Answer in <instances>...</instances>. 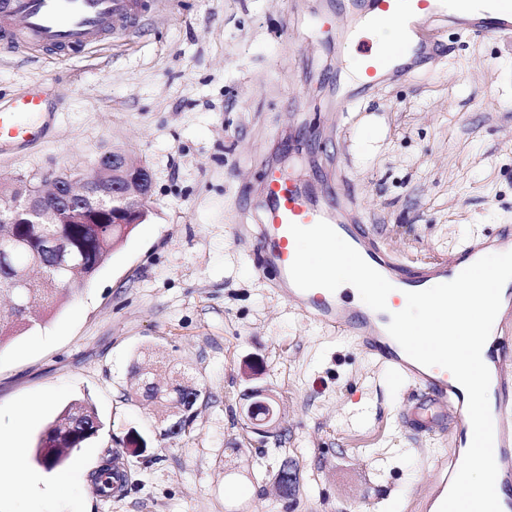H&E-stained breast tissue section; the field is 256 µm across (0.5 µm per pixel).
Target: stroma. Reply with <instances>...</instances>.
I'll use <instances>...</instances> for the list:
<instances>
[{
  "label": "stroma",
  "mask_w": 512,
  "mask_h": 512,
  "mask_svg": "<svg viewBox=\"0 0 512 512\" xmlns=\"http://www.w3.org/2000/svg\"><path fill=\"white\" fill-rule=\"evenodd\" d=\"M142 24L91 46L0 47V100L35 83L47 139L0 151V183L92 169L113 149L146 163L149 215L83 289L0 347V430L42 401L25 430L34 448L68 404L88 399L104 424L65 466L28 461L39 499L0 492V512H423L450 442L417 438L397 419L417 399L408 381L352 341L289 306L260 276L247 227L267 164L290 152L310 182L343 181L365 223L410 262L448 256L494 224H512V46L446 32L440 58L372 92L337 132L343 33H317L325 13L354 25L352 0H139ZM163 353L202 389L191 438L162 440L147 403L128 399L129 371ZM281 406V436L257 451L241 413L244 363ZM146 457L120 447L129 430ZM127 474L96 494L105 460ZM293 497L274 486L283 461Z\"/></svg>",
  "instance_id": "obj_1"
}]
</instances>
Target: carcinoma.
Segmentation results:
<instances>
[{"instance_id": "cac0c4a2", "label": "carcinoma", "mask_w": 512, "mask_h": 512, "mask_svg": "<svg viewBox=\"0 0 512 512\" xmlns=\"http://www.w3.org/2000/svg\"><path fill=\"white\" fill-rule=\"evenodd\" d=\"M129 224H1L0 240L8 239L0 259V294L9 296L11 311L0 316V347L16 333L27 330L40 320V312L55 309L80 290L107 262L112 252L132 233ZM61 243L66 256L51 249ZM36 267L41 272L34 288L24 289V301H16L9 283L16 273ZM134 395L154 404L167 413L186 407L190 398L200 400L202 393H191L175 385L157 387L150 382L136 386ZM195 416L180 421L178 430H164L160 437L168 441L188 438ZM103 423L94 406L80 400L66 406L41 434L35 458L51 470L64 464L70 455L95 438ZM126 482V475L107 460L94 474L99 496L108 498Z\"/></svg>"}]
</instances>
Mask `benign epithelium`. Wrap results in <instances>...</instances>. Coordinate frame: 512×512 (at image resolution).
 I'll use <instances>...</instances> for the list:
<instances>
[{"label":"benign epithelium","mask_w":512,"mask_h":512,"mask_svg":"<svg viewBox=\"0 0 512 512\" xmlns=\"http://www.w3.org/2000/svg\"><path fill=\"white\" fill-rule=\"evenodd\" d=\"M48 178L53 183V193L43 192V181L30 183L21 179L8 195L0 197V221L10 224H42L48 219L54 223L66 222V215L76 206L73 190L84 184L92 185L94 192L86 203L80 205V224H142L148 217L147 202L152 194L153 179L150 169L133 161L122 150L112 151V180L99 169H67L51 172ZM265 366L261 358L253 357L243 367L242 374L253 386L247 396L254 400L247 410L246 420L253 424L252 431L266 438L278 432L277 424L268 420L259 421L254 416L255 405L268 396L267 391L256 381L261 379Z\"/></svg>","instance_id":"1"}]
</instances>
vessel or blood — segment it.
Listing matches in <instances>:
<instances>
[{
  "mask_svg": "<svg viewBox=\"0 0 512 512\" xmlns=\"http://www.w3.org/2000/svg\"><path fill=\"white\" fill-rule=\"evenodd\" d=\"M369 27L397 24L398 44L373 45L360 40L351 62L363 80L357 91L347 93L339 112L392 78L404 79L415 71L416 60L434 54L447 28L473 37L512 41V0H355ZM138 9L137 0H0V25L9 31L8 44L23 47L89 45L101 37L125 34L127 22ZM45 100L33 85L0 103V147L27 146L44 140L47 130L39 124ZM260 222L253 230V251L258 274L275 273L277 287L302 314L352 338L361 348L388 361L392 370L423 395L420 403L403 405V427L424 436L450 439L469 447L472 426L467 400L440 367H426L410 358L387 331L392 308L406 295L454 280L487 252L512 251V225L500 224L441 260L407 266L388 250L370 225L353 217L342 186L317 194L295 169H266L259 188ZM329 248L343 242L356 266L357 289L374 288L369 304L353 305L327 282L304 267L297 251L301 239ZM483 352L494 369L490 383L495 397L491 411L494 425V458L501 465L504 482L512 483V281L502 289V303ZM445 464H438L429 494L432 512H457L468 499L474 512H504L498 499L462 485H449Z\"/></svg>",
  "mask_w": 512,
  "mask_h": 512,
  "instance_id": "vessel-or-blood-1",
  "label": "vessel or blood"
}]
</instances>
